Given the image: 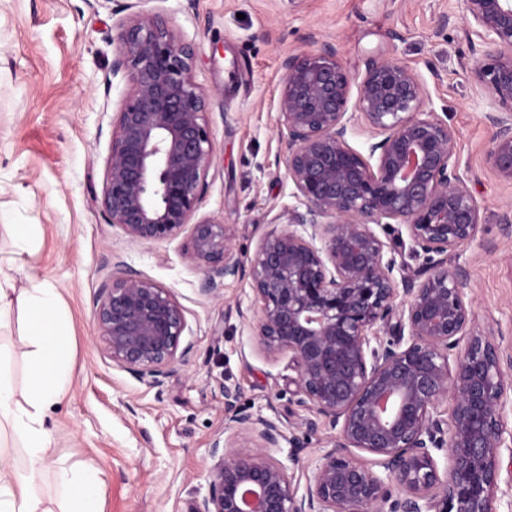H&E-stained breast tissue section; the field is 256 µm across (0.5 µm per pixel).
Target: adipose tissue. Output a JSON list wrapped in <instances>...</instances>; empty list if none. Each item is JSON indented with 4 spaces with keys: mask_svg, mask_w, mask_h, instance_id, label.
I'll return each instance as SVG.
<instances>
[{
    "mask_svg": "<svg viewBox=\"0 0 512 512\" xmlns=\"http://www.w3.org/2000/svg\"><path fill=\"white\" fill-rule=\"evenodd\" d=\"M14 307L31 348V378L24 396H17L8 357L0 348V512H43L44 489L35 469L53 454L47 413L71 377L65 323L56 289L43 281L30 280L28 288L19 290L11 277H0V313ZM98 484L93 467L59 468V512H100Z\"/></svg>",
    "mask_w": 512,
    "mask_h": 512,
    "instance_id": "ef3b65f1",
    "label": "adipose tissue"
}]
</instances>
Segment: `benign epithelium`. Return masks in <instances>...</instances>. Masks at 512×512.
Returning a JSON list of instances; mask_svg holds the SVG:
<instances>
[{
  "label": "benign epithelium",
  "instance_id": "7a95c632",
  "mask_svg": "<svg viewBox=\"0 0 512 512\" xmlns=\"http://www.w3.org/2000/svg\"><path fill=\"white\" fill-rule=\"evenodd\" d=\"M120 11L127 15L112 76L130 91L112 124L106 222L140 244L184 238L183 256L203 271L206 296L218 279L249 276L261 351L288 356L300 404L336 430L300 494L269 454L280 447L279 425L242 409L238 391L224 386L234 432L215 442L208 495L189 512H500L512 356L470 334L467 279L443 262L478 236L481 206L453 161L454 131L425 110L421 77L391 60L367 68L354 103L368 135L362 153L348 142L352 79L338 48L288 56L276 132L304 210L273 216L246 266L232 225L198 215L214 142L209 95L193 79L194 47L159 14L135 3ZM463 30L469 43L479 40L475 80L493 94L488 161L512 182V0H465ZM381 224L404 226L427 264L398 315L392 253L404 241L383 240L373 230ZM95 318L112 362L150 385L189 353L182 306L131 270L101 289ZM464 336V351L450 357ZM355 450L373 456L372 466Z\"/></svg>",
  "mask_w": 512,
  "mask_h": 512
}]
</instances>
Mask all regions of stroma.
I'll list each match as a JSON object with an SVG mask.
<instances>
[{
  "instance_id": "35a3bbf8",
  "label": "stroma",
  "mask_w": 512,
  "mask_h": 512,
  "mask_svg": "<svg viewBox=\"0 0 512 512\" xmlns=\"http://www.w3.org/2000/svg\"><path fill=\"white\" fill-rule=\"evenodd\" d=\"M112 0H0V273L24 288L29 278L57 289L68 318L71 382L50 413L53 456L43 471L92 463L103 479V512H189L207 495L211 447L224 438V386L247 412L276 421L285 435L272 457L306 489L335 431H310L297 373L287 357L262 353L248 318L249 278L200 291L204 273L182 255L181 240L144 245L107 224L101 211L112 120L128 93L112 74L119 17ZM196 52L194 80L210 96L215 149L201 214L224 218L235 249L253 256L275 211L298 206L286 148L276 133L277 102L289 54L335 44L360 82L371 62L412 68L426 85L425 107L455 131L453 158L482 206L477 238L448 257L468 277L474 331L497 336L512 355V183L487 160L493 129L490 91L472 73L463 33L464 0H144ZM30 224L34 242L17 256L5 231ZM167 288L185 312L184 344L161 386L117 366L98 338L101 288L119 269ZM18 391L30 365L18 311L0 323ZM298 438L292 449L290 438Z\"/></svg>"
}]
</instances>
